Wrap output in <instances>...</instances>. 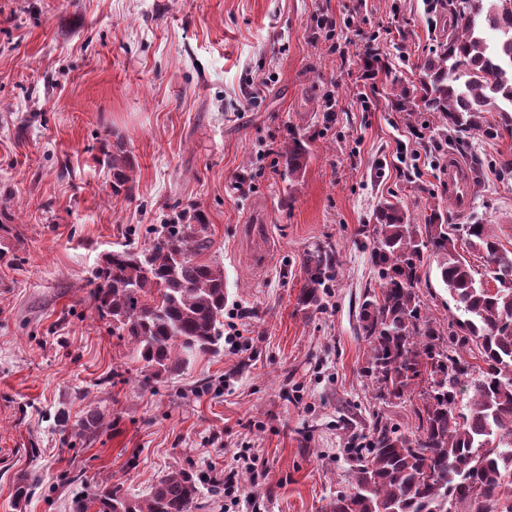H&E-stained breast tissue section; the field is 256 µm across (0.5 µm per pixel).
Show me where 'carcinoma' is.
<instances>
[{
  "instance_id": "carcinoma-1",
  "label": "carcinoma",
  "mask_w": 512,
  "mask_h": 512,
  "mask_svg": "<svg viewBox=\"0 0 512 512\" xmlns=\"http://www.w3.org/2000/svg\"><path fill=\"white\" fill-rule=\"evenodd\" d=\"M434 12L442 37L420 67L419 86L395 96L396 109L431 114L445 135L512 137V0H435ZM101 151L112 193L130 190L134 164L124 144ZM304 154L300 140L288 142L281 153L288 174L301 169ZM372 219L379 293L365 295L357 325L369 345L366 374L382 402L417 390L423 409L410 435L376 417L371 439L351 449L346 490L329 512H448L450 504L461 512H512V281L496 278L491 288L475 278L437 209L415 224L400 203L386 201ZM151 234L141 251L105 254L90 281L97 310L143 363L145 388L200 354L224 350V266L201 258L211 247L210 225L196 210ZM467 235L493 268L512 272V251L489 225L470 224ZM427 254L437 258L454 302L446 339L417 293ZM303 272L299 305L324 309L339 273L335 249L326 244L307 254ZM200 485L192 471L175 468L144 499L105 485L74 493L70 512H194L203 508Z\"/></svg>"
}]
</instances>
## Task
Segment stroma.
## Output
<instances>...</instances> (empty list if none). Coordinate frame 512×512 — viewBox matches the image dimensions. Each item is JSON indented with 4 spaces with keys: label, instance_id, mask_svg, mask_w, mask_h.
<instances>
[{
    "label": "stroma",
    "instance_id": "1",
    "mask_svg": "<svg viewBox=\"0 0 512 512\" xmlns=\"http://www.w3.org/2000/svg\"><path fill=\"white\" fill-rule=\"evenodd\" d=\"M370 39L383 66L367 84ZM434 47L427 0H0V249L19 259L0 264V512H69L77 472L85 492L142 499L176 467L204 478L203 512H328L351 437L379 414L415 430L420 397L377 399L356 334L377 287L374 209L398 200L419 224L437 208L460 248L482 223L512 251V178L494 164L512 137L444 142L428 113L392 106ZM106 137L133 157L132 195L110 188ZM292 138L308 147L293 176L267 152ZM450 153L481 168L461 214L443 182ZM184 209L211 226L243 337L146 390L88 282L108 251L147 246L131 229ZM326 243L340 274L325 310H301V261ZM420 277L447 329L436 258ZM96 408L104 426L80 438ZM244 448L254 498L228 508L207 479ZM23 480L37 488L20 501Z\"/></svg>",
    "mask_w": 512,
    "mask_h": 512
}]
</instances>
